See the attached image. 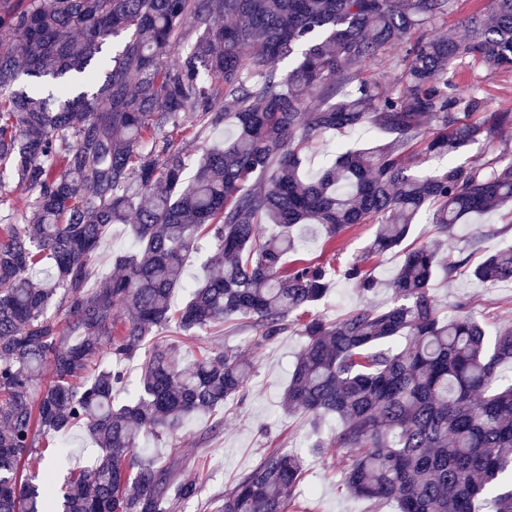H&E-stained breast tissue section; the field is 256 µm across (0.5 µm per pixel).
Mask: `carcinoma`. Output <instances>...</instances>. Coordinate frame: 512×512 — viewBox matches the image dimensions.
<instances>
[{
  "mask_svg": "<svg viewBox=\"0 0 512 512\" xmlns=\"http://www.w3.org/2000/svg\"><path fill=\"white\" fill-rule=\"evenodd\" d=\"M451 0H0V171L24 193L22 224H0V512H176L202 490L143 454L195 414L245 395L250 365L214 347L183 366L174 328L196 338L244 322L257 341L295 327L304 341L284 412L336 417L324 456L347 457L354 498L397 512H512V329L495 336L469 315L441 314L438 275L465 219L501 212L512 228V159L417 175L413 143L445 156L512 128L482 122L475 93L448 92V69L472 56L512 69V0L465 20L469 35L428 32ZM408 46L399 89L362 76L387 46ZM252 50L247 56L244 50ZM224 102L231 111L217 107ZM233 119L221 144L195 158L186 129L205 138ZM371 125L383 142L337 147L317 176L303 154L327 133ZM194 175L186 178V171ZM440 238L403 251L387 307L336 321L312 313L338 273L370 293L366 263L400 247L421 212ZM136 243L103 279L99 250L115 224ZM303 224L328 239L376 231L367 253L285 266ZM209 238L215 254L186 283L185 261ZM512 282V247L474 269ZM187 290L181 307L174 293ZM145 350L135 392L122 363ZM51 381L39 389L44 369ZM73 427L96 449L61 488L19 477L36 436ZM300 456L271 448L224 493L215 512H307Z\"/></svg>",
  "mask_w": 512,
  "mask_h": 512,
  "instance_id": "obj_1",
  "label": "carcinoma"
}]
</instances>
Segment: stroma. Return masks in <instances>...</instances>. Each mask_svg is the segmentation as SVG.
Instances as JSON below:
<instances>
[{
  "instance_id": "35a3bbf8",
  "label": "stroma",
  "mask_w": 512,
  "mask_h": 512,
  "mask_svg": "<svg viewBox=\"0 0 512 512\" xmlns=\"http://www.w3.org/2000/svg\"><path fill=\"white\" fill-rule=\"evenodd\" d=\"M448 80L461 90L477 92L482 104L471 115L474 121H483L494 112L512 111V70L493 72L480 60L468 57L449 71ZM340 142L371 147L376 145L377 135L372 128L365 127L340 139L332 134L318 139L305 153L307 173H318ZM374 231V225L361 224L329 245L319 225L305 224L296 232L300 243L297 256L308 261L333 258L342 265L367 251ZM400 262L401 255L396 251L370 260L369 265L382 286L368 295L362 294L355 283L335 277L327 295L314 306V313L336 320L355 307L389 304L393 292L386 283ZM434 294L445 315H471L492 334L512 327V282L479 284L473 280L470 266H466L453 277H437ZM213 342L237 349L251 364L253 372L245 397L225 402L219 411L224 419L219 431H211L210 417L202 416L186 420L171 442L150 437L143 441L144 447L155 449L164 463L199 472L202 494L199 499L183 504L180 512H203V502L223 496L273 445L296 450L304 457V504L309 512H365L364 502L348 495L341 485L344 457H321L310 452L314 433L309 417L289 416L282 409L281 397L302 343L301 336L289 331L258 345L253 331L245 329L214 337ZM54 444L63 451L57 459V480H64L72 468L89 464L92 449L83 432L71 431L55 439Z\"/></svg>"
}]
</instances>
